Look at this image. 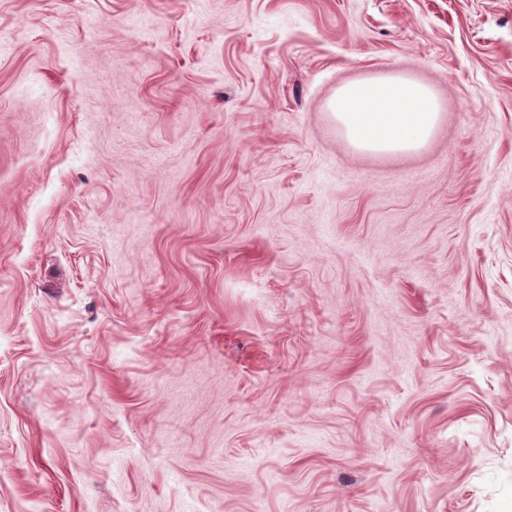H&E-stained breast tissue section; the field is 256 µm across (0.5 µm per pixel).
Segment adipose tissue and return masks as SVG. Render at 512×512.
<instances>
[{
    "label": "adipose tissue",
    "instance_id": "adipose-tissue-1",
    "mask_svg": "<svg viewBox=\"0 0 512 512\" xmlns=\"http://www.w3.org/2000/svg\"><path fill=\"white\" fill-rule=\"evenodd\" d=\"M329 109L354 148L380 153L421 149L441 115L429 86L399 74L346 83Z\"/></svg>",
    "mask_w": 512,
    "mask_h": 512
}]
</instances>
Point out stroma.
I'll use <instances>...</instances> for the list:
<instances>
[{"label":"stroma","mask_w":512,"mask_h":512,"mask_svg":"<svg viewBox=\"0 0 512 512\" xmlns=\"http://www.w3.org/2000/svg\"><path fill=\"white\" fill-rule=\"evenodd\" d=\"M0 512H512V0H0ZM329 109L354 148L380 153L418 151L441 115L429 86L399 74L348 82Z\"/></svg>","instance_id":"obj_1"}]
</instances>
